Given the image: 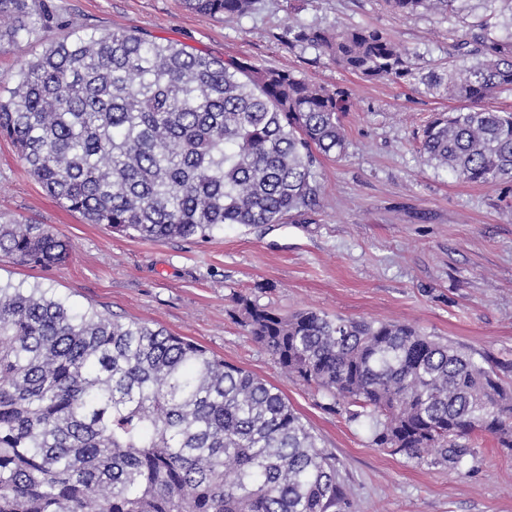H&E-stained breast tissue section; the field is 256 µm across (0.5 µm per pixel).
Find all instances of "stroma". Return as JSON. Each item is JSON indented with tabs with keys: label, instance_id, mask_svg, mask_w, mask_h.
<instances>
[{
	"label": "stroma",
	"instance_id": "1",
	"mask_svg": "<svg viewBox=\"0 0 512 512\" xmlns=\"http://www.w3.org/2000/svg\"><path fill=\"white\" fill-rule=\"evenodd\" d=\"M51 2L67 24L137 30L343 88L352 102L345 148L321 158L319 202L304 215L228 225L208 239L154 242L62 207L0 139V216L50 225L72 245L64 263L48 268L0 255V281L165 328L275 385L336 455L354 512H512V454L492 437L477 438L476 456L460 475L372 447L364 428L289 377L233 314L235 296L246 294L283 315L314 309L408 323L478 360L512 361V188L455 180L419 155L427 123L458 101L433 97L419 83L364 80L314 49L288 44L294 23L379 27L424 74L447 63L448 33L469 31L482 12L478 0H462L448 18L394 14L383 0H259L251 14L224 21L190 12L182 0ZM67 24L1 42L0 89H12L27 61L65 38Z\"/></svg>",
	"mask_w": 512,
	"mask_h": 512
}]
</instances>
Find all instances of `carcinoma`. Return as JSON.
Returning a JSON list of instances; mask_svg holds the SVG:
<instances>
[{"instance_id":"1","label":"carcinoma","mask_w":512,"mask_h":512,"mask_svg":"<svg viewBox=\"0 0 512 512\" xmlns=\"http://www.w3.org/2000/svg\"><path fill=\"white\" fill-rule=\"evenodd\" d=\"M401 15L460 0H384ZM471 28L469 64L417 76L378 27L288 26L370 80L424 83L462 106L425 128L429 166L471 184H512V16L496 0ZM257 0H184L241 18ZM46 0H0V41L34 38ZM347 92L248 61L220 60L135 30L71 27L0 97V137L30 176L89 224L152 241L301 216L320 193L318 156L341 154ZM68 241L0 222V254L49 267ZM238 323L288 374L344 407L419 465L463 473L475 440L512 451V388L459 345L391 321L283 316L245 295ZM0 512H351L336 459L266 380L138 320L75 312L40 288L0 283Z\"/></svg>"}]
</instances>
